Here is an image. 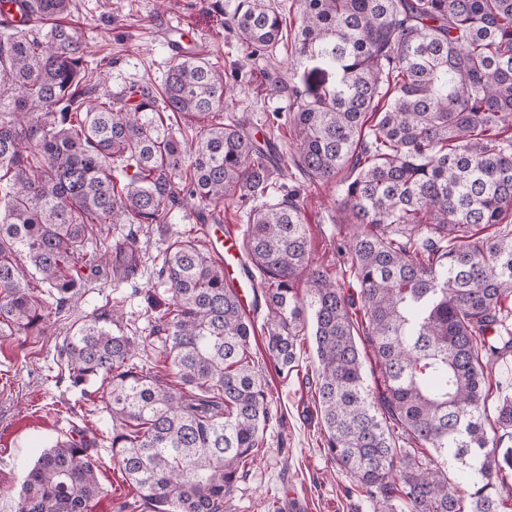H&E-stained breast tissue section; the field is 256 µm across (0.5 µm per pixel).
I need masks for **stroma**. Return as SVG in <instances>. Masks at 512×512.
Here are the masks:
<instances>
[{"label": "stroma", "mask_w": 512, "mask_h": 512, "mask_svg": "<svg viewBox=\"0 0 512 512\" xmlns=\"http://www.w3.org/2000/svg\"><path fill=\"white\" fill-rule=\"evenodd\" d=\"M74 0L72 19L101 71L104 89L117 91L141 82L161 84L172 55L165 32L181 28L201 42L200 54L215 63L235 87L229 113L254 132L265 129L275 115H287L288 100L275 79H290L296 63L288 45L270 55H245L224 23L237 0ZM275 187L303 190L304 214L315 265L339 275L345 295L357 286L342 278L336 254L338 194L335 186H310L300 175L274 172ZM204 240L194 208L181 210L173 223L154 225L141 237L146 264L122 282L104 280L82 290L61 314L51 315L43 335L8 338L0 342V512H9L27 470L43 450L67 439L73 428L91 425L111 433L106 411L90 412L78 391L61 375L58 353L75 320L109 308L123 307L119 328L138 337L140 357L150 365L163 364L165 336L147 294L168 302L169 293L158 278L163 252L175 238ZM272 396V417L263 445L243 476L224 499L222 512H373L370 498L349 477L337 471L323 449L315 380L317 358L311 344L301 346L297 366L279 373L270 359L263 333L251 342ZM99 480L106 489L97 512H143L145 505L124 479L110 449L98 451Z\"/></svg>", "instance_id": "35a3bbf8"}]
</instances>
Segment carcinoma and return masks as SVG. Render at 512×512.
I'll use <instances>...</instances> for the list:
<instances>
[{
  "label": "carcinoma",
  "mask_w": 512,
  "mask_h": 512,
  "mask_svg": "<svg viewBox=\"0 0 512 512\" xmlns=\"http://www.w3.org/2000/svg\"><path fill=\"white\" fill-rule=\"evenodd\" d=\"M2 2L55 23L0 19V337L39 336L107 269L134 273L137 232L189 202L259 200L241 248L263 273L253 288L267 349L289 370L311 336L326 454L374 512H504L512 400L490 405L487 384L512 354V0H300L303 70L275 83L293 164L340 191L338 251L358 303L312 265L299 195L266 201L273 128L259 139L224 122L232 86L212 63L193 53L159 88L98 94V69L64 22L73 0ZM285 21L279 0H239L228 27L252 56L279 46ZM180 119L199 125L188 146L173 132ZM106 224L137 225L111 259ZM482 224L496 233L474 235ZM158 277L178 385L112 330L121 309L73 323L60 366L104 404L112 434L78 428L45 449L12 512H94L107 495L99 440L152 512H221L253 461L272 404L250 352L254 319L191 240L166 248ZM364 342L381 370L374 387Z\"/></svg>",
  "instance_id": "cac0c4a2"
}]
</instances>
